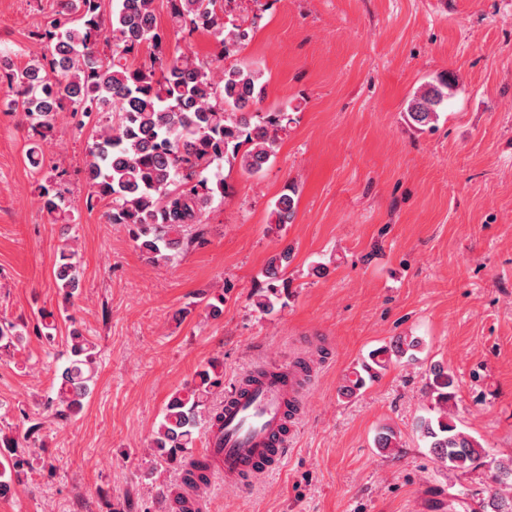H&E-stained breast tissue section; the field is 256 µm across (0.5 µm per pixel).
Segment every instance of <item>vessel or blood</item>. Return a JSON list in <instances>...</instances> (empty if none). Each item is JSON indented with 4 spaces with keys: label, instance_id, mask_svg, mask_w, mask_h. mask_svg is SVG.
Masks as SVG:
<instances>
[{
    "label": "vessel or blood",
    "instance_id": "vessel-or-blood-1",
    "mask_svg": "<svg viewBox=\"0 0 512 512\" xmlns=\"http://www.w3.org/2000/svg\"><path fill=\"white\" fill-rule=\"evenodd\" d=\"M312 376L291 365H265L230 385L222 425L204 436L202 456L212 480L239 487L282 465Z\"/></svg>",
    "mask_w": 512,
    "mask_h": 512
}]
</instances>
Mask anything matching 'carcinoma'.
I'll return each mask as SVG.
<instances>
[{
    "instance_id": "cac0c4a2",
    "label": "carcinoma",
    "mask_w": 512,
    "mask_h": 512,
    "mask_svg": "<svg viewBox=\"0 0 512 512\" xmlns=\"http://www.w3.org/2000/svg\"><path fill=\"white\" fill-rule=\"evenodd\" d=\"M231 0H167L172 29L190 37L205 32L220 47L218 59L163 48L157 31L155 0H116L110 17H104L101 0H58V10L31 37L47 52L23 67L0 56V84L11 91L7 110L21 113L35 138L27 151L29 164L42 167L39 140L49 136L58 113L104 116L88 144L85 178L91 187L87 207L109 199L111 224H124L137 247L154 261L194 242L193 227L215 197L228 194L230 185L219 175L208 174L222 163L238 165L249 175L262 173L276 153L280 133L291 122L288 112H254L264 94L259 68L231 66L216 74V61L237 53L249 38L244 24L229 15ZM154 48L150 65L135 66L130 59L140 48ZM454 85L449 74L438 77L415 93L407 116L427 126L439 117V108ZM296 190L282 194L271 211L273 223L282 227L293 221ZM42 208L70 219V203L53 185H40ZM75 253L62 250L55 270L58 288L65 296L78 286ZM293 258L287 245L268 262L265 286L254 294L253 304L270 314L288 288L282 282ZM16 325L0 326V348L23 341ZM421 342L403 338L391 349L369 353L346 378L343 390L352 395L375 382L392 356L416 359ZM92 347L78 331L70 336V358L57 376L51 405L65 418L83 409L93 381ZM220 361L213 359L196 372L192 385L168 401L152 447L158 458L173 461L194 447L205 424L218 425L219 412L205 414V398L222 384ZM426 387L438 408L437 415L421 417L417 429L436 460L450 471L485 466L490 483L479 497L466 501L464 512H512V457L497 459L448 418V403L457 383L441 366L430 369ZM0 487L9 486L28 460L17 453L13 438L0 436Z\"/></svg>"
}]
</instances>
